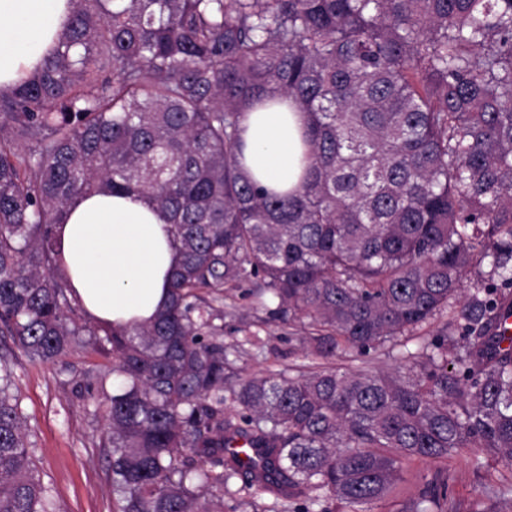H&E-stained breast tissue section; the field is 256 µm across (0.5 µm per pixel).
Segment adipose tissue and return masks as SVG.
<instances>
[{
	"mask_svg": "<svg viewBox=\"0 0 512 512\" xmlns=\"http://www.w3.org/2000/svg\"><path fill=\"white\" fill-rule=\"evenodd\" d=\"M72 0H0V89L37 71L56 46ZM272 103L242 116V168L262 186L287 191L305 169L307 115L275 93ZM57 267L94 322L144 324L169 302L168 281L178 261L170 226L139 193L80 196L54 228Z\"/></svg>",
	"mask_w": 512,
	"mask_h": 512,
	"instance_id": "adipose-tissue-1",
	"label": "adipose tissue"
}]
</instances>
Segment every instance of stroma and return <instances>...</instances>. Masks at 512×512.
Instances as JSON below:
<instances>
[{
	"label": "stroma",
	"mask_w": 512,
	"mask_h": 512,
	"mask_svg": "<svg viewBox=\"0 0 512 512\" xmlns=\"http://www.w3.org/2000/svg\"><path fill=\"white\" fill-rule=\"evenodd\" d=\"M480 285L478 272H471L461 293L440 317L417 330L405 344L384 345L366 352L347 351L343 364L370 370L389 371L405 351H416L422 339L454 324L466 294ZM225 303L232 312L224 319V339L231 342L252 332L264 341L263 348H247L240 362L245 373L288 370L302 365L298 353L300 325L267 322V314L248 293L247 286L226 288ZM106 358L83 345L52 363L13 358L12 390L21 402L31 448L29 458L37 477L50 488L62 512H113L112 469L109 451L102 446L106 427L101 402L81 395L85 372L102 371ZM474 448H461L439 460L405 461L402 481L371 512H401L424 491L427 482L439 477L448 484L444 512H512V497L498 496L504 478L512 476L504 462L479 460Z\"/></svg>",
	"instance_id": "obj_1"
}]
</instances>
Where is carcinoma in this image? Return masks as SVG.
I'll use <instances>...</instances> for the list:
<instances>
[{
  "label": "carcinoma",
  "mask_w": 512,
  "mask_h": 512,
  "mask_svg": "<svg viewBox=\"0 0 512 512\" xmlns=\"http://www.w3.org/2000/svg\"><path fill=\"white\" fill-rule=\"evenodd\" d=\"M31 77L0 91V335L32 362L76 337L112 355L104 396L114 512H371L403 462L478 448L512 465V0H74ZM308 115L306 172L270 191L240 166L264 94ZM139 192L180 253L148 324H79L53 228L88 193ZM447 331L387 373L332 365L414 332L462 280ZM307 319L306 370L244 376L224 287ZM13 352L0 355V512H58L29 466ZM258 452L245 464L231 448ZM432 482L409 512H436Z\"/></svg>",
  "instance_id": "1"
}]
</instances>
